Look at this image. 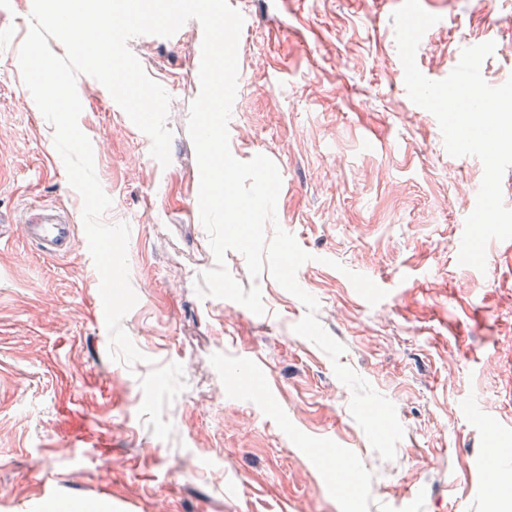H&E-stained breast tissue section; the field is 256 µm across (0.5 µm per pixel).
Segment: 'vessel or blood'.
Listing matches in <instances>:
<instances>
[{"instance_id":"vessel-or-blood-1","label":"vessel or blood","mask_w":512,"mask_h":512,"mask_svg":"<svg viewBox=\"0 0 512 512\" xmlns=\"http://www.w3.org/2000/svg\"><path fill=\"white\" fill-rule=\"evenodd\" d=\"M27 239L47 259L69 256L75 244V224L70 212L51 204L37 203L27 209Z\"/></svg>"}]
</instances>
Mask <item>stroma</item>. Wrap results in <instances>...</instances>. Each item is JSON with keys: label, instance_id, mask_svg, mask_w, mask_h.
Segmentation results:
<instances>
[{"label": "stroma", "instance_id": "obj_1", "mask_svg": "<svg viewBox=\"0 0 512 512\" xmlns=\"http://www.w3.org/2000/svg\"><path fill=\"white\" fill-rule=\"evenodd\" d=\"M245 18L229 121L241 161L263 154L281 174L277 220L312 259L298 284L346 351L340 361L392 401L405 435L382 459L349 411L329 357L293 330L306 309L269 273L256 315L194 285L215 266L198 203L187 125L200 93L202 27L138 36L129 47L170 95L171 163L95 78L78 75L97 176L130 226L137 304L122 326L147 357L107 355L99 274L85 232L71 256L40 257L23 213L46 201L81 219L54 129L24 86L19 50L32 0H0V512H42L43 495L74 512H490L485 448L512 445L504 358L512 353V248L486 267L458 263L484 167L450 156L435 117L408 97L393 12L402 0H229ZM438 21L416 52L445 79L463 48L495 41L481 72L512 77V0H421ZM343 271L328 267V260ZM386 290L369 305L346 276ZM181 363L185 389L165 407L169 440L138 417L141 377ZM499 427L483 428L479 414ZM359 472L336 485L330 466Z\"/></svg>", "mask_w": 512, "mask_h": 512}]
</instances>
